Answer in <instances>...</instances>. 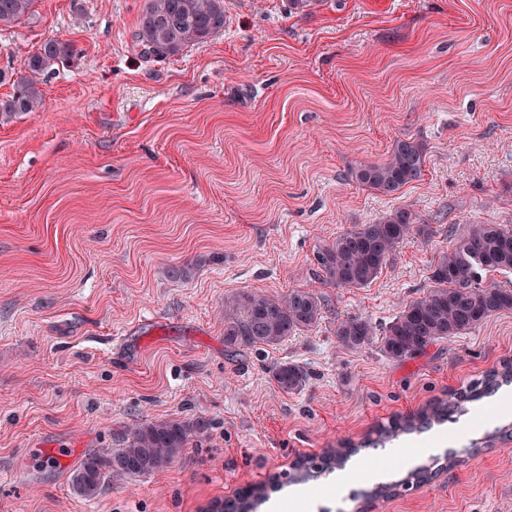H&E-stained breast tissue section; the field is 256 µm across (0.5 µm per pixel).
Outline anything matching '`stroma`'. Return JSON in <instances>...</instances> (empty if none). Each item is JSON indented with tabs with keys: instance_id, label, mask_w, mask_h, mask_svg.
Masks as SVG:
<instances>
[{
	"instance_id": "stroma-1",
	"label": "stroma",
	"mask_w": 512,
	"mask_h": 512,
	"mask_svg": "<svg viewBox=\"0 0 512 512\" xmlns=\"http://www.w3.org/2000/svg\"><path fill=\"white\" fill-rule=\"evenodd\" d=\"M143 0H38L0 29V69L48 38L78 56L40 77V112L0 123V512H209L337 442L512 360V311L401 362L342 347L338 319L384 328L422 297L472 224L512 223V0H224L223 31L166 59L138 56ZM423 173L386 197L350 168L395 139ZM394 209L424 219L364 288L319 275L315 255ZM194 265L190 278L171 277ZM321 295L320 321L275 346L227 351L224 298ZM305 364V389L270 368ZM494 397L434 427L460 464L365 495L368 471L405 476L388 448L319 512H512V422ZM205 419L169 467L73 491L82 454L130 426Z\"/></svg>"
}]
</instances>
